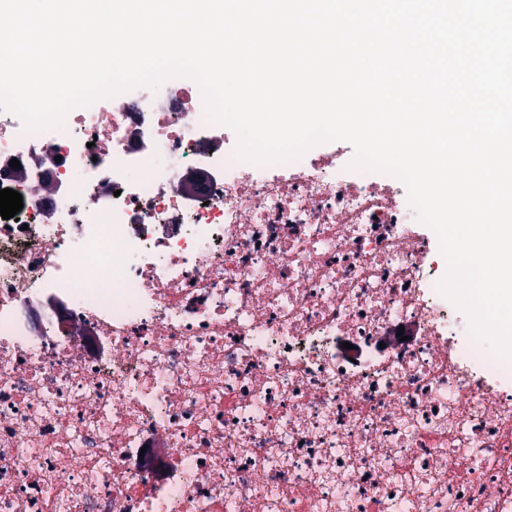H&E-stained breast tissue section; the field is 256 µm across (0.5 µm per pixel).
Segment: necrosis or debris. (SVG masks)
I'll use <instances>...</instances> for the list:
<instances>
[{"mask_svg": "<svg viewBox=\"0 0 512 512\" xmlns=\"http://www.w3.org/2000/svg\"><path fill=\"white\" fill-rule=\"evenodd\" d=\"M170 83L58 130L0 107V512H512V359L406 184L340 145L244 161Z\"/></svg>", "mask_w": 512, "mask_h": 512, "instance_id": "4bbe7bcc", "label": "necrosis or debris"}]
</instances>
